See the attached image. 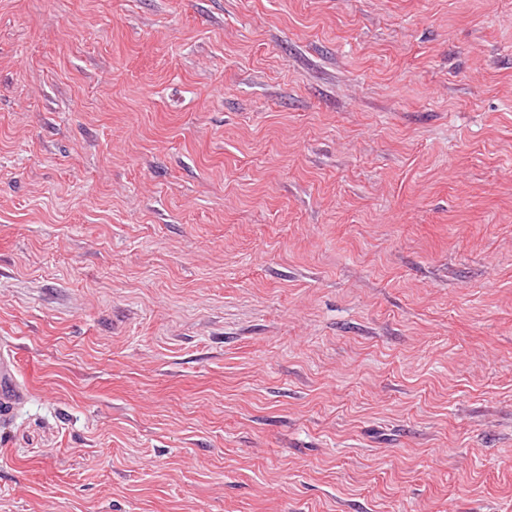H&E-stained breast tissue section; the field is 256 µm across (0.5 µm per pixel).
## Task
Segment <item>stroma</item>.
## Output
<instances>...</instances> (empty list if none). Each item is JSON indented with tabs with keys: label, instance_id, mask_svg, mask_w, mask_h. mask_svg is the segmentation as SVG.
<instances>
[{
	"label": "stroma",
	"instance_id": "obj_1",
	"mask_svg": "<svg viewBox=\"0 0 512 512\" xmlns=\"http://www.w3.org/2000/svg\"><path fill=\"white\" fill-rule=\"evenodd\" d=\"M0 512H512V0H0ZM28 386L18 378L15 357L7 352L0 353V422L7 421L23 402Z\"/></svg>",
	"mask_w": 512,
	"mask_h": 512
}]
</instances>
